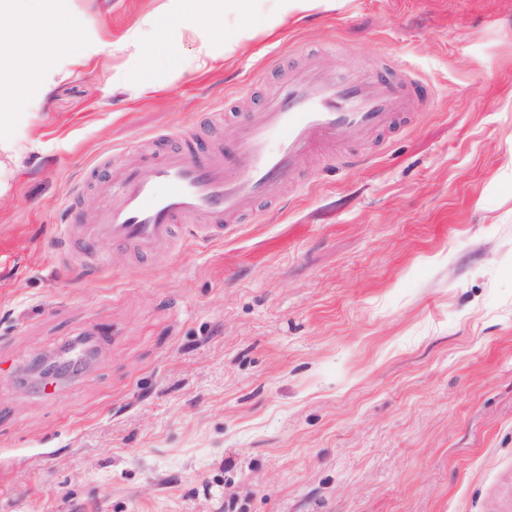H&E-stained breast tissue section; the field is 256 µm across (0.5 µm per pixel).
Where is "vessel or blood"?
<instances>
[{
	"mask_svg": "<svg viewBox=\"0 0 512 512\" xmlns=\"http://www.w3.org/2000/svg\"><path fill=\"white\" fill-rule=\"evenodd\" d=\"M417 79L410 73L344 76L310 70L306 83L281 80L249 115L234 157L202 154L198 131L178 127L151 136L150 173L125 164L112 171V199L78 230H65L61 253L93 254L101 240L151 251L174 240L175 227L205 238L235 225L244 198L268 201L311 151L380 133L406 108Z\"/></svg>",
	"mask_w": 512,
	"mask_h": 512,
	"instance_id": "1",
	"label": "vessel or blood"
}]
</instances>
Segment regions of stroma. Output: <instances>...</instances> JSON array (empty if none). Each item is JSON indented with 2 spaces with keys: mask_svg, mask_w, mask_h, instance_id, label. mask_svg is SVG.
<instances>
[{
  "mask_svg": "<svg viewBox=\"0 0 512 512\" xmlns=\"http://www.w3.org/2000/svg\"><path fill=\"white\" fill-rule=\"evenodd\" d=\"M91 65L0 122V512H512V0H347L174 76L168 0H64ZM141 30L147 98L107 87ZM412 69L393 128L308 158L223 239L62 261L66 201L176 126L236 142L280 75ZM91 339L66 380L36 356ZM27 146L22 142L0 139V198L7 191L4 177L10 166H18L27 153Z\"/></svg>",
  "mask_w": 512,
  "mask_h": 512,
  "instance_id": "stroma-1",
  "label": "stroma"
}]
</instances>
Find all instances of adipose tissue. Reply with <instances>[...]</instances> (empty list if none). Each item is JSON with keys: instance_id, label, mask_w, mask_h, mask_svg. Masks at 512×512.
Returning a JSON list of instances; mask_svg holds the SVG:
<instances>
[{"instance_id": "adipose-tissue-1", "label": "adipose tissue", "mask_w": 512, "mask_h": 512, "mask_svg": "<svg viewBox=\"0 0 512 512\" xmlns=\"http://www.w3.org/2000/svg\"><path fill=\"white\" fill-rule=\"evenodd\" d=\"M193 10L178 8L176 14L153 17L157 26L178 22L199 39L186 69L212 70L227 54L248 45L255 37L253 28L242 19L258 0H192ZM61 0H0V15L9 14L11 23L0 27V118L16 112L20 105L42 95L57 76L49 69L53 59L66 60L70 69L89 66L92 57L74 47L75 19L63 11ZM266 28L274 31L312 12L335 9L336 0H271ZM140 33L126 32L119 41L103 42L100 50L126 54L127 61L112 73L109 92L114 96L147 97L160 90L155 81H135L132 71L148 70L150 57L139 49Z\"/></svg>"}]
</instances>
